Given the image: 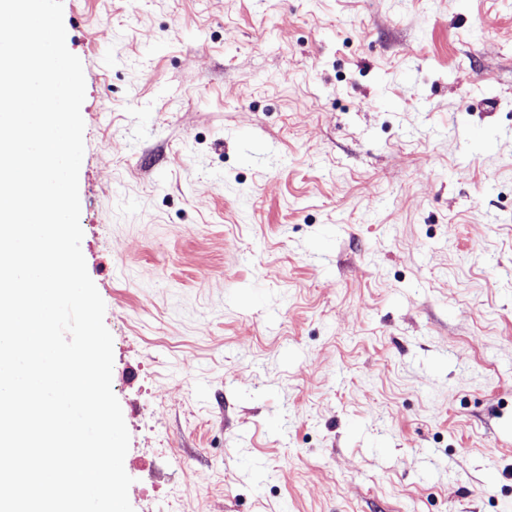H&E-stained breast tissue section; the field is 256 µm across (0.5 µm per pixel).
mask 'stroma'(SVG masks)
<instances>
[{
	"label": "stroma",
	"instance_id": "1",
	"mask_svg": "<svg viewBox=\"0 0 512 512\" xmlns=\"http://www.w3.org/2000/svg\"><path fill=\"white\" fill-rule=\"evenodd\" d=\"M63 20L134 512H512V0Z\"/></svg>",
	"mask_w": 512,
	"mask_h": 512
}]
</instances>
